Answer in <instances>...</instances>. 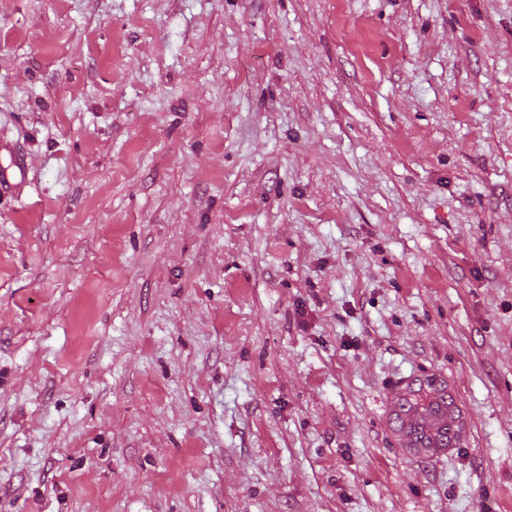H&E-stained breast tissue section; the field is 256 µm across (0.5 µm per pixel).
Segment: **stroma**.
I'll return each instance as SVG.
<instances>
[{"mask_svg": "<svg viewBox=\"0 0 512 512\" xmlns=\"http://www.w3.org/2000/svg\"><path fill=\"white\" fill-rule=\"evenodd\" d=\"M2 138L0 512H512V0H0ZM0 151L1 153L7 152L11 160L9 167L3 169L0 173V186L2 193H4L8 187L13 188L21 185L27 178L28 169L25 158L17 156L9 143L1 141ZM11 180H14V182ZM447 393L448 402L441 394L438 397L433 396L432 400L422 410H420V404L416 400L408 401L405 399L401 403V406H406L403 409L404 415L411 412L416 415L414 421L406 428L402 418L397 415L411 448L431 453L434 452L433 448H440L437 446L440 440L443 441L444 437L448 439V430L452 427L450 418H448V403L456 407V400L453 391L448 390Z\"/></svg>", "mask_w": 512, "mask_h": 512, "instance_id": "35a3bbf8", "label": "stroma"}]
</instances>
